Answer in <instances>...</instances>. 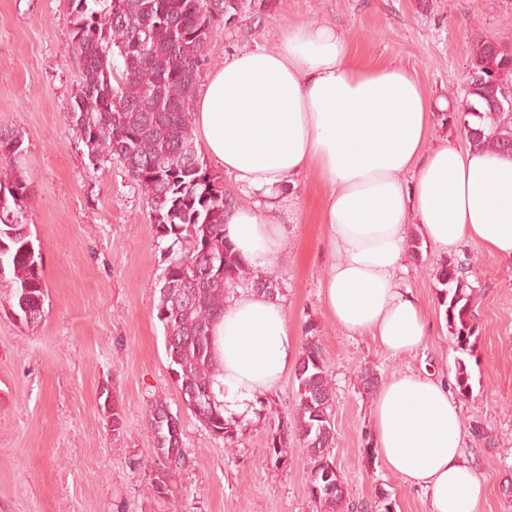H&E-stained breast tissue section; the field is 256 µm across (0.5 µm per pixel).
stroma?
Here are the masks:
<instances>
[{"instance_id": "1", "label": "stroma", "mask_w": 512, "mask_h": 512, "mask_svg": "<svg viewBox=\"0 0 512 512\" xmlns=\"http://www.w3.org/2000/svg\"><path fill=\"white\" fill-rule=\"evenodd\" d=\"M325 22L342 31L357 61L415 69L432 99L460 102L477 39L512 43V0H273L264 20L215 29L212 68L235 50L272 49L289 30ZM68 0H0V125L22 142L31 184L27 216L42 256L45 316L18 326L0 304V512H321L310 495L312 464L290 437L275 466L269 441L278 420H293L297 384L286 375L225 447L186 409L168 368L154 307L164 244L141 187L113 158L93 167L69 112L81 82L71 45ZM327 185L300 176L282 253L268 266L298 347L318 340L333 388L331 450L348 493L338 512H429L424 491L389 472L374 447L362 370L379 381L412 371L453 377L457 344L448 333L432 272L443 262L429 243L405 257V287L427 307L433 331L416 354L394 357L371 339L349 336L325 312L320 284L331 257L323 218ZM478 327L471 342L465 424L493 441H465L464 458L486 492L478 512H512V263L468 243ZM109 392L123 420L113 437ZM177 413L188 462L175 470L174 495L149 489L144 462L155 458L147 422L155 399Z\"/></svg>"}]
</instances>
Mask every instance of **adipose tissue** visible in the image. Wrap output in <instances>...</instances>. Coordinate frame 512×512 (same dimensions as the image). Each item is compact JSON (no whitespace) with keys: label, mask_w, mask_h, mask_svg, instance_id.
Listing matches in <instances>:
<instances>
[{"label":"adipose tissue","mask_w":512,"mask_h":512,"mask_svg":"<svg viewBox=\"0 0 512 512\" xmlns=\"http://www.w3.org/2000/svg\"><path fill=\"white\" fill-rule=\"evenodd\" d=\"M436 116L413 70L355 65L345 36L315 22L288 31L276 49L227 56L193 122L207 155L252 195L224 226L251 269L282 251L285 227L274 214L289 209L297 177L310 170L323 179L332 255L323 307L347 334L400 355L422 348L430 328L401 283L409 224L440 252L474 243L512 262V157L432 143ZM213 333L224 414L250 419L297 360L286 308L263 292H238ZM371 423L386 468L425 491L430 512H478L483 486L464 460L461 406L446 379L393 375Z\"/></svg>","instance_id":"1"}]
</instances>
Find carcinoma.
<instances>
[{
	"instance_id": "obj_1",
	"label": "carcinoma",
	"mask_w": 512,
	"mask_h": 512,
	"mask_svg": "<svg viewBox=\"0 0 512 512\" xmlns=\"http://www.w3.org/2000/svg\"><path fill=\"white\" fill-rule=\"evenodd\" d=\"M73 16L72 51L79 55L82 81L70 119L94 166L120 159L150 200L157 238L167 242L156 316L162 323L169 368L186 408L216 439L236 446L241 422L224 416L213 384L222 374L214 350V324L232 290L250 286L272 297L279 283L249 276L230 242L224 215L239 204L207 172L192 135L197 75L208 62L207 46L218 25L235 26L246 16L260 19L271 0H68ZM466 99L456 120L474 147L512 154V45L476 42L467 64ZM0 285L5 304L20 324L32 328L44 313L41 254L26 223L31 185L23 171L22 141L0 126ZM468 267L448 259L438 266L440 303L460 356L454 381L459 394L472 390L466 355L475 336L474 288ZM296 426L284 423L270 439L274 464H285L282 448L296 435L313 459L312 497L336 512L347 489L331 456L333 396L316 341L305 345L294 372ZM148 423L157 462L147 468L148 485L173 492L171 470L186 465L178 415L167 404H151Z\"/></svg>"
}]
</instances>
